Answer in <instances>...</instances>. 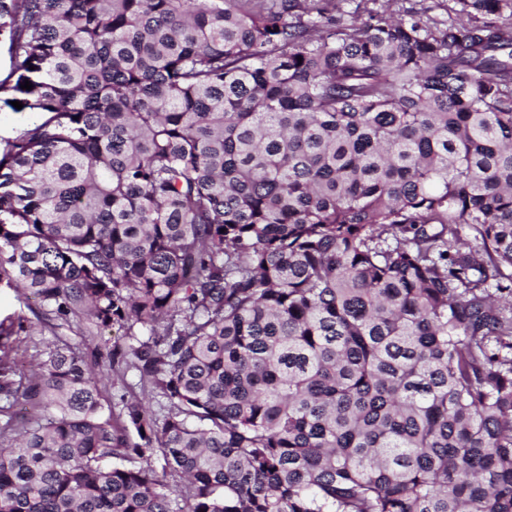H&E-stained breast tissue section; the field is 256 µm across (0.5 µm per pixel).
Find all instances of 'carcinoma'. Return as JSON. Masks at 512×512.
<instances>
[{
  "mask_svg": "<svg viewBox=\"0 0 512 512\" xmlns=\"http://www.w3.org/2000/svg\"><path fill=\"white\" fill-rule=\"evenodd\" d=\"M439 2L0 0V281L165 400L0 356V512H512V0ZM36 119V114L29 110L13 112L9 108L2 107L0 111V137L2 139L13 137L17 131L31 126Z\"/></svg>",
  "mask_w": 512,
  "mask_h": 512,
  "instance_id": "1",
  "label": "carcinoma"
}]
</instances>
